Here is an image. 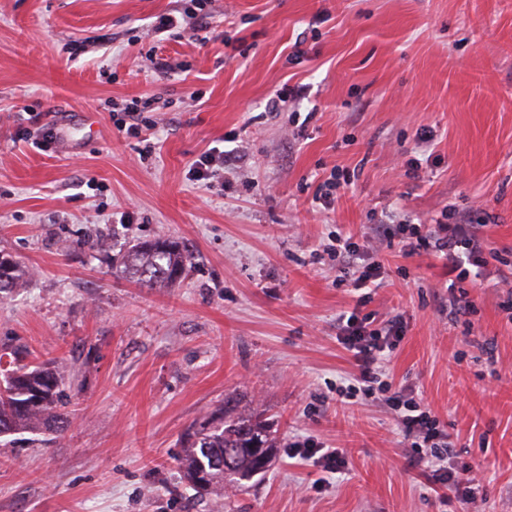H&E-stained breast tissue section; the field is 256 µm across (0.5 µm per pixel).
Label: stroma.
<instances>
[{
    "mask_svg": "<svg viewBox=\"0 0 512 512\" xmlns=\"http://www.w3.org/2000/svg\"><path fill=\"white\" fill-rule=\"evenodd\" d=\"M177 0H0V255L27 270L0 296V350L65 362L67 427L0 438V512H512V0H212L206 44L145 32ZM305 55H291L294 43ZM187 64L163 78L151 48ZM302 86L277 114L275 93ZM153 98V150L116 105ZM54 126L40 150L16 114ZM245 148L224 188L192 164ZM347 185L315 203L333 169ZM481 207L499 260L451 315L448 267L383 247L366 306L401 316L387 370L480 461L485 497L442 504L409 469L391 414H336L352 373L336 340L351 308L324 251L388 217L429 224ZM169 237L191 269L168 288L117 275L93 249ZM276 431L271 466L199 496L176 456L225 395ZM306 436L350 446L345 472L288 457Z\"/></svg>",
    "mask_w": 512,
    "mask_h": 512,
    "instance_id": "1",
    "label": "stroma"
}]
</instances>
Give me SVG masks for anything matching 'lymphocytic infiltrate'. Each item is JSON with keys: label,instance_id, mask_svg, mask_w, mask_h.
<instances>
[{"label": "lymphocytic infiltrate", "instance_id": "1", "mask_svg": "<svg viewBox=\"0 0 512 512\" xmlns=\"http://www.w3.org/2000/svg\"><path fill=\"white\" fill-rule=\"evenodd\" d=\"M209 0H183L180 8L161 15L150 29L151 35L182 32L192 39H200L208 31ZM399 240L407 253H434L445 257L459 271V279L470 276L468 266L485 251V242L478 225L471 217L455 216L453 223L432 228L426 224L374 225L371 236L364 242H354L351 236L335 235L329 254L336 263L337 283H350L358 297L355 306L337 318L338 341L352 355L355 372L347 387L338 389L341 404L354 405L378 401L388 407L404 437L411 442L414 454L409 468H422L432 489L447 490L458 502L474 504L478 501L483 480L480 464L455 466L454 443L432 414L408 386H394L384 369V357L393 351L402 339L399 318L379 319L364 313L370 300L371 288L377 287L383 268L378 259L383 243ZM291 457L308 465L336 474L348 465L347 452L342 448H326L313 439L293 442Z\"/></svg>", "mask_w": 512, "mask_h": 512}]
</instances>
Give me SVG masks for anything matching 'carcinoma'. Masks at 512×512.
Here are the masks:
<instances>
[{
  "label": "carcinoma",
  "instance_id": "1",
  "mask_svg": "<svg viewBox=\"0 0 512 512\" xmlns=\"http://www.w3.org/2000/svg\"><path fill=\"white\" fill-rule=\"evenodd\" d=\"M122 272L147 288L169 286L185 275L188 250L177 242L155 239L141 242L118 255ZM26 271L13 263L0 278V293L20 284ZM0 354V436L16 431L63 429L67 415L58 410L65 367L21 364ZM265 427L237 413L232 398L216 413L193 425L179 459L184 481L199 494L224 492V482H238L258 465L255 448H271Z\"/></svg>",
  "mask_w": 512,
  "mask_h": 512
}]
</instances>
